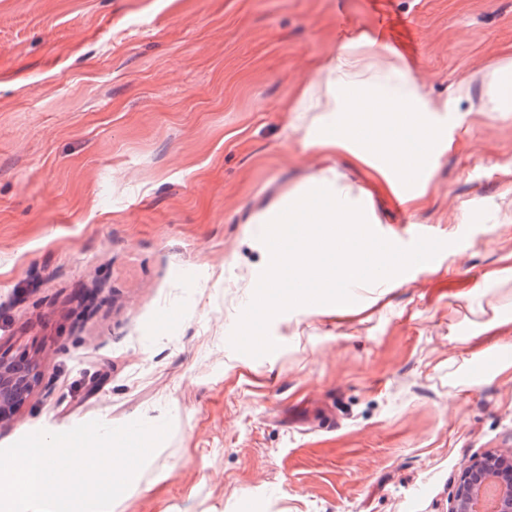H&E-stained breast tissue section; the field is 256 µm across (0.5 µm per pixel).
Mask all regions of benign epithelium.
Masks as SVG:
<instances>
[{"label":"benign epithelium","mask_w":512,"mask_h":512,"mask_svg":"<svg viewBox=\"0 0 512 512\" xmlns=\"http://www.w3.org/2000/svg\"><path fill=\"white\" fill-rule=\"evenodd\" d=\"M33 368L19 371L0 358V417L30 386ZM495 488L492 512H512V456L488 452L473 458L457 485L449 512H475L485 485Z\"/></svg>","instance_id":"benign-epithelium-1"}]
</instances>
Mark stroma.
Listing matches in <instances>:
<instances>
[{
	"label": "stroma",
	"mask_w": 512,
	"mask_h": 512,
	"mask_svg": "<svg viewBox=\"0 0 512 512\" xmlns=\"http://www.w3.org/2000/svg\"><path fill=\"white\" fill-rule=\"evenodd\" d=\"M375 37L459 123L405 209L371 167L305 146L287 104ZM512 0H0V355L35 366L0 448L171 419L112 512H448L472 456L512 453ZM375 231L446 244L351 304L229 336L269 253L253 218L323 170ZM482 111L512 112V60L497 67L488 82Z\"/></svg>",
	"instance_id": "1"
}]
</instances>
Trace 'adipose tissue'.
Masks as SVG:
<instances>
[{"mask_svg":"<svg viewBox=\"0 0 512 512\" xmlns=\"http://www.w3.org/2000/svg\"><path fill=\"white\" fill-rule=\"evenodd\" d=\"M469 94L460 85L444 102L429 101L404 66L382 62L366 35L353 34L304 82L289 109L309 117L308 145L347 151L359 162L375 163L386 178L409 168L416 184L448 136L436 116L455 114Z\"/></svg>","mask_w":512,"mask_h":512,"instance_id":"obj_1","label":"adipose tissue"}]
</instances>
